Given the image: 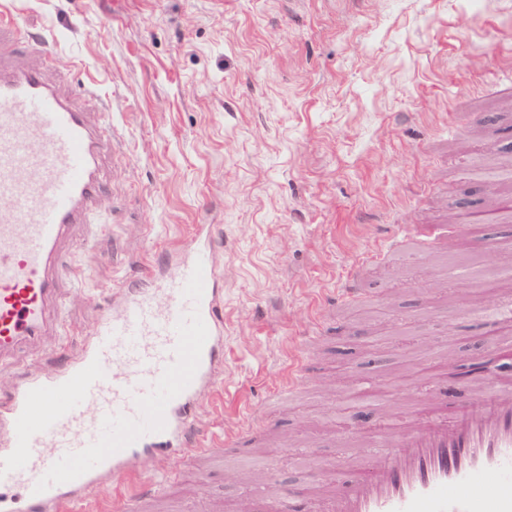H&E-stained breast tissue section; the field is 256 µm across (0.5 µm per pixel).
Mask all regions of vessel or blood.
Wrapping results in <instances>:
<instances>
[{
	"instance_id": "obj_1",
	"label": "vessel or blood",
	"mask_w": 512,
	"mask_h": 512,
	"mask_svg": "<svg viewBox=\"0 0 512 512\" xmlns=\"http://www.w3.org/2000/svg\"><path fill=\"white\" fill-rule=\"evenodd\" d=\"M110 113L91 123L43 70L0 53V362L61 335V294L79 279L61 247L86 224L102 188ZM199 224L180 261L150 287H126L93 337L50 375L25 374L0 401V512H74L142 453H212L191 423L224 359V293ZM479 411L457 404L388 442L358 473H336L314 512H512V386L484 378ZM494 474L493 492L482 479ZM140 478L122 512L161 494Z\"/></svg>"
}]
</instances>
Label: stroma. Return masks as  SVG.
<instances>
[{
    "label": "stroma",
    "instance_id": "35a3bbf8",
    "mask_svg": "<svg viewBox=\"0 0 512 512\" xmlns=\"http://www.w3.org/2000/svg\"><path fill=\"white\" fill-rule=\"evenodd\" d=\"M11 39L35 34L45 68L90 114L106 110L123 159L64 246L80 279L62 342L0 363V398L87 342L125 286L212 227L224 291L222 392L192 421L243 452L198 468L142 454L135 472L178 469L146 512H258L267 493H318L321 467L360 469L375 444L438 402H474L491 359L477 302L512 304V220L470 170H503L512 196V0H0ZM93 93L83 96L82 89ZM410 251L382 254L387 232ZM359 275L364 299L322 306ZM301 387L277 392L296 357ZM375 398L350 433L359 386Z\"/></svg>",
    "mask_w": 512,
    "mask_h": 512
}]
</instances>
